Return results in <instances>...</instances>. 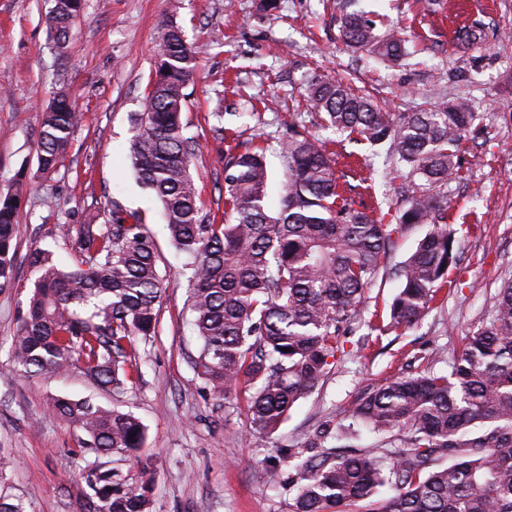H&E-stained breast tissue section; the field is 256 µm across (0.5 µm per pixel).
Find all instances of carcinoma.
Wrapping results in <instances>:
<instances>
[{"mask_svg":"<svg viewBox=\"0 0 512 512\" xmlns=\"http://www.w3.org/2000/svg\"><path fill=\"white\" fill-rule=\"evenodd\" d=\"M86 0H54L46 24L67 40ZM345 43L393 64L408 55L401 32L385 36L358 12L340 21ZM481 22L457 31L462 45L485 38ZM157 62L142 109L129 116L130 157L137 181L162 206L174 246L193 259L189 309L200 342L191 364L204 394L218 401L246 384L250 430L275 433L309 395L328 366L344 356L354 325L369 333L417 325L437 288L458 269L448 198L439 189L461 157L459 145L478 114L463 99L430 97L422 112H386L370 98L327 75L306 79V105L327 127L355 132L372 146L388 145L405 171L409 196L398 224H383L341 199L334 153L305 130L298 116L281 123L286 181L280 208L265 207L269 171L264 149L224 153V223L203 213L190 172L199 147L185 134V88L195 52L181 27L160 25ZM68 96L43 113L38 166L57 167L80 125ZM22 189L0 196V291L15 279L17 213ZM428 224L413 253L395 268L398 292L375 319L362 320L365 290L386 271L391 235ZM78 257L58 265L41 248L27 254L33 290L11 342L24 372L50 377L81 368L100 387L123 391L139 375L135 342L157 332L163 292L157 249L142 212L114 201L102 224L66 229ZM409 371L367 388L345 409L348 424H321L300 448H279L294 461L291 512H512V280L495 295L488 320L468 333L448 373L406 364ZM53 411L80 430L81 447L97 457L129 456L145 441L130 412L86 399L57 397ZM362 428L399 442L393 450L351 454L326 446L349 441ZM448 464L437 465L440 457ZM87 512H152L150 480L131 481L100 465L85 469Z\"/></svg>","mask_w":512,"mask_h":512,"instance_id":"cac0c4a2","label":"carcinoma"}]
</instances>
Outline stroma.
Returning <instances> with one entry per match:
<instances>
[{
    "label": "stroma",
    "mask_w": 512,
    "mask_h": 512,
    "mask_svg": "<svg viewBox=\"0 0 512 512\" xmlns=\"http://www.w3.org/2000/svg\"><path fill=\"white\" fill-rule=\"evenodd\" d=\"M51 0H0V195L23 181L17 221L16 276L0 292V454L15 466L0 490L23 497L28 512H86L82 472L93 454L79 431L51 411L68 395L133 412L146 427L137 455L116 454L112 467L132 479L150 478L153 512H290V467L273 456L297 448L324 421L342 423L343 408L368 385L404 372L412 356L448 371L461 339L486 322L498 288L512 279V0H86L64 52L44 24ZM371 14L379 29L401 24L412 53L390 65L346 47L339 18ZM175 17L193 46L196 69L186 89L183 121L199 140L191 174L203 211L224 216V153L233 145H265L271 181L265 199L280 205L285 172L275 134L291 114L340 154L351 185L349 206L374 210L391 224L406 198L403 179H390L384 156L371 155L347 135L323 128L299 89L315 73L349 79L391 112H411L435 92L467 98L482 116L481 132L460 147L462 166L448 180V222L456 231L461 272L417 326L380 335L364 351L355 340L330 365L270 437L250 434L245 401L205 396L189 362L187 291L192 270L171 243L159 202L137 183L130 159L129 116L140 111L154 73L161 22ZM487 29L484 43L456 46L454 29L472 20ZM67 94L82 114L75 139L55 170L38 167L43 111ZM224 115L223 133L212 130ZM144 211L165 285L158 334L137 344L141 376L115 393L81 370L51 378L17 368L9 347L34 276L25 256L51 250L65 267L73 256L60 227L81 224L111 201ZM265 473L256 480L255 470Z\"/></svg>",
    "instance_id": "1"
}]
</instances>
